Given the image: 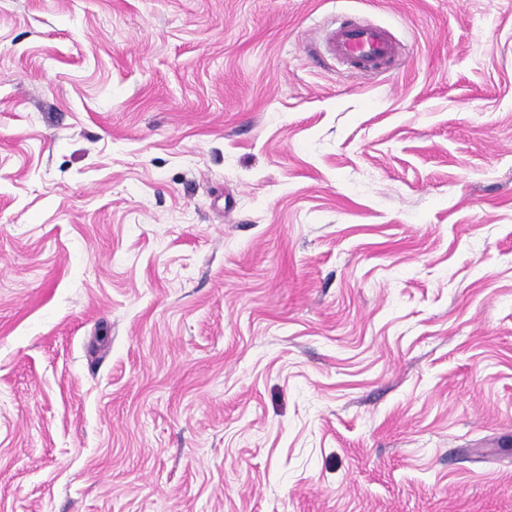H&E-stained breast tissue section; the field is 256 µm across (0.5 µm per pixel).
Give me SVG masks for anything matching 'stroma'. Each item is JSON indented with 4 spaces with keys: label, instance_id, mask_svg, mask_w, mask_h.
<instances>
[{
    "label": "stroma",
    "instance_id": "35a3bbf8",
    "mask_svg": "<svg viewBox=\"0 0 512 512\" xmlns=\"http://www.w3.org/2000/svg\"><path fill=\"white\" fill-rule=\"evenodd\" d=\"M0 512H512V0H0ZM331 52L350 66L377 71L396 54V45L382 28L364 24H342L329 32Z\"/></svg>",
    "mask_w": 512,
    "mask_h": 512
}]
</instances>
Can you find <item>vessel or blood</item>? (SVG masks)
Returning <instances> with one entry per match:
<instances>
[{
  "instance_id": "vessel-or-blood-1",
  "label": "vessel or blood",
  "mask_w": 512,
  "mask_h": 512,
  "mask_svg": "<svg viewBox=\"0 0 512 512\" xmlns=\"http://www.w3.org/2000/svg\"><path fill=\"white\" fill-rule=\"evenodd\" d=\"M328 43L334 55L364 71L378 70L396 53V45L384 29L359 23L334 28Z\"/></svg>"
}]
</instances>
